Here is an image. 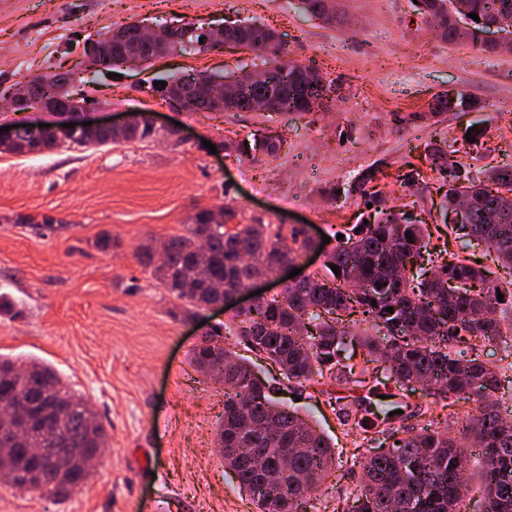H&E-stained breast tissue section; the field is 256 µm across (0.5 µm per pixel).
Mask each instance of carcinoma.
I'll return each instance as SVG.
<instances>
[{"label": "carcinoma", "mask_w": 512, "mask_h": 512, "mask_svg": "<svg viewBox=\"0 0 512 512\" xmlns=\"http://www.w3.org/2000/svg\"><path fill=\"white\" fill-rule=\"evenodd\" d=\"M450 0H420L419 10L444 40L481 41V21L499 15L512 20V0H459L463 10H448ZM307 11L327 24L336 21L329 0H305ZM476 13L461 32L462 13ZM112 43V60L118 62L125 44L137 42L136 24L128 23L101 35ZM232 44L258 52L276 43L275 32L257 21H246L225 34ZM270 53L266 77L261 82L247 74L234 77L238 110L251 107L275 90L279 110L310 113L320 99L340 90L314 69L287 66ZM81 96L68 102L62 122L74 124L71 145L85 146L79 109ZM159 135L149 124L121 134L102 131L94 145L117 140H145ZM432 164L448 177V211L465 205L456 238L479 240L494 251L512 271V167L494 168L485 181L462 184L448 166L446 154L433 150ZM224 223H214L211 209L191 219L187 232L165 242L158 262L150 246L141 256L153 265V276L169 292L200 310L240 287L256 273L274 276L315 247L304 229H293V246L283 249L281 232L261 219L232 230L236 217L228 206L220 208ZM343 238L326 254L325 271L290 284L271 299L233 316L236 336L251 350L264 354L284 371V378L302 384L329 380L359 387L367 396L357 400L361 418L355 429L361 442L376 435L393 438L386 451L363 462L365 479L344 512H464L468 491L462 471L467 469L465 448L474 440L483 451L484 512H512V423L503 419L492 403L483 406L462 427V438L422 427L395 438V411L401 401L372 403L382 394V381L370 365H387L396 381L420 386L440 399L462 395L491 397L500 384L497 367L478 354L479 343L501 339L504 332L497 299L501 288L487 284L484 272L459 253L436 254L434 272L414 270V260L427 250L421 225L393 212H377L367 223L341 231ZM337 266L334 273L331 266ZM393 312H387V307ZM467 343L473 357L463 361L455 347ZM361 348V367L349 362L348 347ZM195 367L224 388L220 414L219 447L224 467L238 488L258 505L260 512H307L312 494L335 465L334 445L299 415L274 397L275 387L264 382L244 357L223 344L220 329L206 333L194 349ZM26 406L28 415L0 429V449L17 468L36 467L42 480L26 486L58 500L67 498L91 473L89 461L105 450L108 431L89 403L66 387L51 366L37 362L0 359V400ZM46 448L38 459L27 449Z\"/></svg>", "instance_id": "cac0c4a2"}]
</instances>
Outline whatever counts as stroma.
Masks as SVG:
<instances>
[{"instance_id": "stroma-1", "label": "stroma", "mask_w": 512, "mask_h": 512, "mask_svg": "<svg viewBox=\"0 0 512 512\" xmlns=\"http://www.w3.org/2000/svg\"><path fill=\"white\" fill-rule=\"evenodd\" d=\"M341 12L345 23L329 26L302 0H0V92L76 65L86 38L122 24L245 19L276 32L282 61L315 66L344 88L308 114L177 112L144 85L196 71L256 72L264 62L225 48L171 55L113 78L93 73L86 117L120 123L149 111L158 125L178 126L181 141L0 152V300L12 306L0 313V356L52 366L109 432L91 477L68 498L2 484L0 512H257L217 446L224 390L192 361L205 331L232 312L183 318L185 302L139 257L141 246L158 251L185 233L199 210L228 204L239 224L259 218L285 236L305 225L313 238H332L368 215L364 195L375 192L384 208L425 225L429 251H463L492 279L512 281L483 242L463 249L449 234L448 184L427 161L443 149L465 179L512 166V51L443 41L413 0H341ZM443 95L463 103L430 112ZM270 133L285 138L275 154L235 153L236 143ZM413 168L422 180L411 187L402 178ZM370 169L375 181L360 184ZM105 235L106 250L97 245ZM252 360L279 386L280 400L335 444L336 466L314 505L336 512L364 480L360 457L388 440L359 447L354 427L340 424L330 400L350 402L354 392L300 386L260 355ZM403 395L420 413L397 421L402 438L428 424L458 436L479 407L421 388Z\"/></svg>"}]
</instances>
